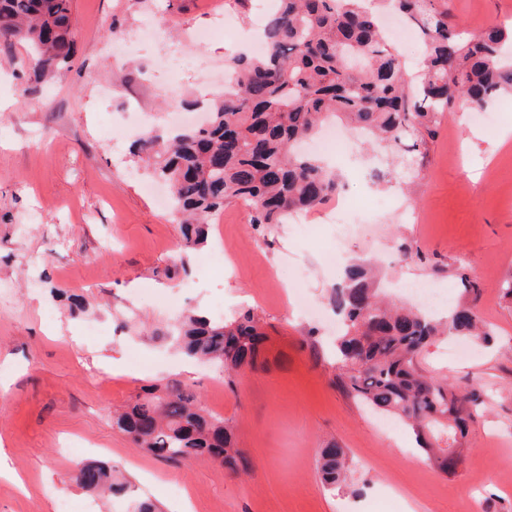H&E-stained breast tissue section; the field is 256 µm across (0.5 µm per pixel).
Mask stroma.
I'll return each instance as SVG.
<instances>
[{
  "label": "stroma",
  "mask_w": 512,
  "mask_h": 512,
  "mask_svg": "<svg viewBox=\"0 0 512 512\" xmlns=\"http://www.w3.org/2000/svg\"><path fill=\"white\" fill-rule=\"evenodd\" d=\"M72 12L70 67L28 98L14 92L31 72L28 47L0 42V447L14 470L0 476V512H56L61 498L88 512H132L136 499L165 508L180 493L189 512H405L411 500L418 512H474L478 503L512 512V305L499 295L512 274V140L499 138L512 130V94L488 108L497 135L469 113H449L392 182L371 179L395 156L369 143L333 160L345 191L364 203L343 243L323 222L324 204L305 226L260 232L243 202L226 205L207 243L223 247L224 269L209 274L147 189L151 175L124 128L133 110L147 129L169 128L161 91L173 81L182 103L203 91L221 96L215 78L238 49L222 21L254 31L252 0H72ZM448 12L469 33L512 25V0H448ZM147 15L162 18L169 40L212 77L163 67L137 34ZM102 86L108 96L98 95ZM374 194L388 196L389 209L366 205ZM338 246L347 263L375 264L392 293L425 280L453 305L464 283L479 288L475 311L493 330L489 344L458 356L456 338L443 337L418 358L426 376L493 391L454 473L435 470L410 428L384 429L336 382L329 296L341 274L326 257ZM59 290L82 298L81 316H70ZM218 301L227 320L252 309L268 336L267 369L230 384L143 334L190 309L215 315ZM91 322L100 331L88 336ZM160 380L192 387L233 426L249 473L176 466L113 429V411ZM329 444L348 454L341 486H325L317 470ZM92 459L128 478L125 496L104 503L81 488L78 470Z\"/></svg>",
  "instance_id": "obj_1"
}]
</instances>
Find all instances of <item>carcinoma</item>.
<instances>
[{"label": "carcinoma", "instance_id": "cac0c4a2", "mask_svg": "<svg viewBox=\"0 0 512 512\" xmlns=\"http://www.w3.org/2000/svg\"><path fill=\"white\" fill-rule=\"evenodd\" d=\"M390 9L425 47L415 72L382 28L380 16ZM73 27L71 0H0V41L27 43L38 78L69 66ZM263 37L264 56L227 61L234 77L206 124L174 130L164 140L150 133L140 139L153 175L171 189L187 248L207 243L212 217L233 201L249 205L258 230L338 194V176L298 149L326 122L339 119L380 146L404 144L419 154L424 134H433L443 113L512 94V26L466 37L440 0H277ZM330 301L342 320L336 379L343 389L410 426L419 453L440 473L454 472L458 446L491 391L426 377L416 359L446 332L489 336L471 302L449 309L441 322L382 299L364 264L346 270ZM164 337L186 357L221 368L230 384L240 369L267 365L266 336L250 309L227 323L192 313ZM112 428L173 465L219 460L233 472L250 466L231 427L180 384L148 386L112 416ZM318 470L327 484L345 482V449H322ZM77 481L109 496L126 484L104 462L83 465Z\"/></svg>", "mask_w": 512, "mask_h": 512}]
</instances>
